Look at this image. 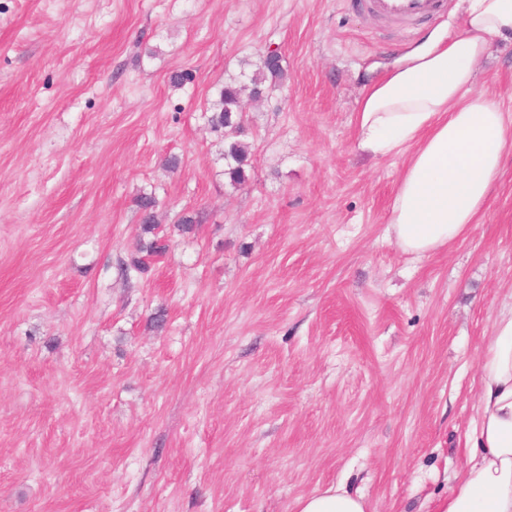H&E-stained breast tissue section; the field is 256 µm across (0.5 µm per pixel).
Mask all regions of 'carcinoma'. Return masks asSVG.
Masks as SVG:
<instances>
[{"mask_svg": "<svg viewBox=\"0 0 512 512\" xmlns=\"http://www.w3.org/2000/svg\"><path fill=\"white\" fill-rule=\"evenodd\" d=\"M286 78L283 64H274L268 57H263L260 65L250 78L254 94L268 84L275 86ZM243 87L237 80L232 79L220 88L217 98L211 104V115L207 118L208 124L215 132L221 133L224 138V175L233 185L241 186L248 180L249 146L242 139L244 135V115L241 112L243 103ZM141 213L142 230L152 233L156 230L155 210L157 200L153 194H142L137 202ZM167 245L158 237L146 245L139 244L128 253L124 262V272L135 271L144 274L149 270V258L164 252Z\"/></svg>", "mask_w": 512, "mask_h": 512, "instance_id": "obj_1", "label": "carcinoma"}]
</instances>
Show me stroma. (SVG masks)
<instances>
[{"mask_svg":"<svg viewBox=\"0 0 512 512\" xmlns=\"http://www.w3.org/2000/svg\"><path fill=\"white\" fill-rule=\"evenodd\" d=\"M456 2L411 26L350 0H0V512L447 497L512 302V153L478 223L418 258L388 232L405 159L354 124L371 81L459 34ZM274 48L235 187L210 106ZM474 88L512 117V37ZM143 192L168 247L126 273ZM298 512H366L363 497L343 485H330L324 490L299 499Z\"/></svg>","mask_w":512,"mask_h":512,"instance_id":"1","label":"stroma"}]
</instances>
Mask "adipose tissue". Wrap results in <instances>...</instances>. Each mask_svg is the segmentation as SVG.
Wrapping results in <instances>:
<instances>
[{
    "instance_id": "1",
    "label": "adipose tissue",
    "mask_w": 512,
    "mask_h": 512,
    "mask_svg": "<svg viewBox=\"0 0 512 512\" xmlns=\"http://www.w3.org/2000/svg\"><path fill=\"white\" fill-rule=\"evenodd\" d=\"M461 33L430 37L367 87L355 116L358 150L407 154L388 220L399 247L426 255L477 223L512 152V123L474 92L478 63L496 36L512 35V0H460ZM470 450L438 512H512V308L497 316L478 364ZM298 512H366L342 485L299 499Z\"/></svg>"
}]
</instances>
